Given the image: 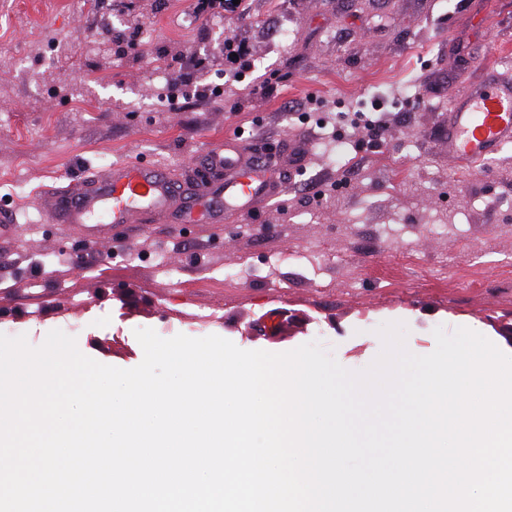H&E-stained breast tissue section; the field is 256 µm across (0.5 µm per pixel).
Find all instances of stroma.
Returning a JSON list of instances; mask_svg holds the SVG:
<instances>
[{
  "mask_svg": "<svg viewBox=\"0 0 512 512\" xmlns=\"http://www.w3.org/2000/svg\"><path fill=\"white\" fill-rule=\"evenodd\" d=\"M252 48L246 81L224 41ZM0 334L140 364L139 328L217 335L243 350L318 342L359 371L400 322L416 355L437 327L512 351V144L457 168L448 103L511 69L512 0H0ZM188 77L168 105L162 71ZM267 85L264 94L252 85ZM212 96H195L197 87ZM375 112L384 135L360 117ZM242 135L300 164L286 191L220 224H54L37 194L141 158L202 186L203 150ZM70 264L51 265L58 252Z\"/></svg>",
  "mask_w": 512,
  "mask_h": 512,
  "instance_id": "stroma-1",
  "label": "stroma"
}]
</instances>
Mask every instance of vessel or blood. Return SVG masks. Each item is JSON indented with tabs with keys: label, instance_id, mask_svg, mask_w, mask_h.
Returning <instances> with one entry per match:
<instances>
[{
	"label": "vessel or blood",
	"instance_id": "vessel-or-blood-1",
	"mask_svg": "<svg viewBox=\"0 0 512 512\" xmlns=\"http://www.w3.org/2000/svg\"><path fill=\"white\" fill-rule=\"evenodd\" d=\"M512 143V80L477 86L448 110V153L458 166L479 163ZM202 165L223 171L222 182L189 200L177 198L161 169L134 159L112 166L107 177L91 176L78 192H62L60 224H134L172 215L182 224H219L227 210L250 211L278 195L285 179L254 166L245 144L232 140L210 147Z\"/></svg>",
	"mask_w": 512,
	"mask_h": 512
}]
</instances>
